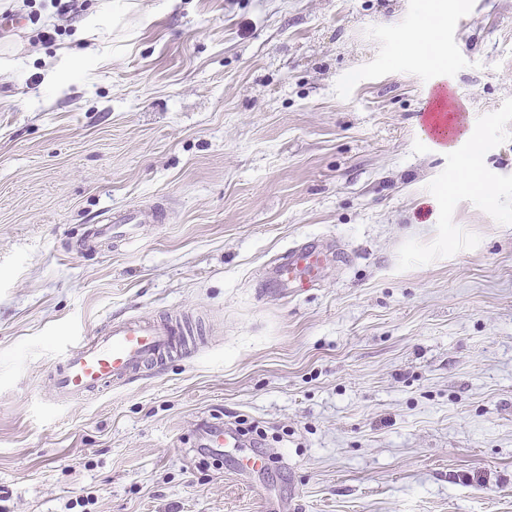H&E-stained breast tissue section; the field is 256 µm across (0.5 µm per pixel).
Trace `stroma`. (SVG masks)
<instances>
[{
  "label": "stroma",
  "mask_w": 512,
  "mask_h": 512,
  "mask_svg": "<svg viewBox=\"0 0 512 512\" xmlns=\"http://www.w3.org/2000/svg\"><path fill=\"white\" fill-rule=\"evenodd\" d=\"M108 2L99 37L87 17ZM438 23L484 187L419 113ZM0 512H512V0H0ZM57 30L54 43L40 40ZM99 62L85 65V49ZM163 206L83 255L106 211ZM315 237L319 284L266 288ZM192 314L196 355L70 404L62 346ZM245 423L213 460L204 423ZM264 458L241 478L236 463ZM402 41L405 43L409 55L414 58L426 59L430 56H436L434 47L439 50L442 49L435 38L434 29L426 24L403 35Z\"/></svg>",
  "instance_id": "stroma-1"
}]
</instances>
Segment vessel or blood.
I'll return each instance as SVG.
<instances>
[{"instance_id": "1", "label": "vessel or blood", "mask_w": 512, "mask_h": 512, "mask_svg": "<svg viewBox=\"0 0 512 512\" xmlns=\"http://www.w3.org/2000/svg\"><path fill=\"white\" fill-rule=\"evenodd\" d=\"M468 120V112L447 83L432 86L421 114V128L428 138L447 142L464 130ZM149 221L162 224L166 216L160 211L148 217L134 211L115 212L105 225L88 228L85 242L91 247L103 238L126 244L139 238ZM321 264L320 240H307L288 248L275 261L268 285L292 290L314 287ZM200 342L197 324L175 313L112 318L60 353L49 373L54 398L70 403L127 385L171 361L193 357Z\"/></svg>"}]
</instances>
